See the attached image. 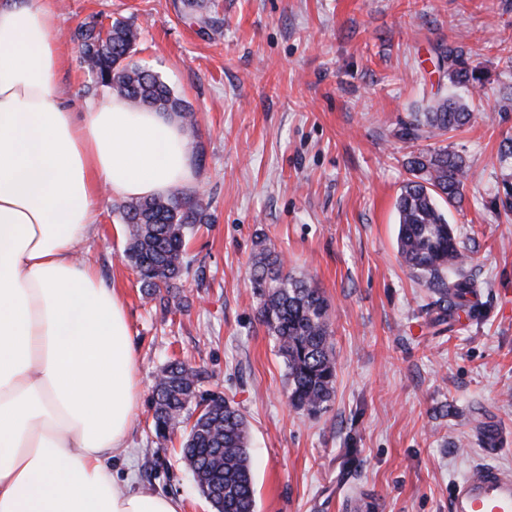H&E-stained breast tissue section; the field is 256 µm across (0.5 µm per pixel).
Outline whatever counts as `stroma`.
Here are the masks:
<instances>
[{
    "label": "stroma",
    "instance_id": "obj_1",
    "mask_svg": "<svg viewBox=\"0 0 512 512\" xmlns=\"http://www.w3.org/2000/svg\"><path fill=\"white\" fill-rule=\"evenodd\" d=\"M49 0L67 63L57 88L94 99L73 35L90 16L141 30L132 60L195 114V190L211 224L189 240L181 310L156 313L125 258L119 198L104 194L80 258L124 298L141 398L128 453L112 463L137 486L214 512L180 455L184 431L157 446L150 395L161 368L191 360L201 387L234 400L250 425L256 512H448L454 484L484 458L478 435L503 438L512 469V0ZM219 21L211 30L208 19ZM458 47L476 93L451 84ZM468 101L471 123L417 140L401 132L434 95ZM445 146L467 179L448 211L474 260V317L434 324V299L397 254L395 202L411 153ZM329 305L335 394L310 417L288 401L287 371L257 317L249 272L258 238Z\"/></svg>",
    "mask_w": 512,
    "mask_h": 512
}]
</instances>
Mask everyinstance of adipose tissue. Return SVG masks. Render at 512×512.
<instances>
[{
    "label": "adipose tissue",
    "mask_w": 512,
    "mask_h": 512,
    "mask_svg": "<svg viewBox=\"0 0 512 512\" xmlns=\"http://www.w3.org/2000/svg\"><path fill=\"white\" fill-rule=\"evenodd\" d=\"M57 18L0 0V512H184L112 472L140 399L121 293L75 249L102 189L136 199L192 185L184 126L103 95L56 91Z\"/></svg>",
    "instance_id": "1"
}]
</instances>
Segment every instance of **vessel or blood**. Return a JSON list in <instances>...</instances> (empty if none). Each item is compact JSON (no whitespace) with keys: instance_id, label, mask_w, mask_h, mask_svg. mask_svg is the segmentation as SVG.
<instances>
[{"instance_id":"obj_1","label":"vessel or blood","mask_w":512,"mask_h":512,"mask_svg":"<svg viewBox=\"0 0 512 512\" xmlns=\"http://www.w3.org/2000/svg\"><path fill=\"white\" fill-rule=\"evenodd\" d=\"M449 512H512V470L487 461L457 482Z\"/></svg>"}]
</instances>
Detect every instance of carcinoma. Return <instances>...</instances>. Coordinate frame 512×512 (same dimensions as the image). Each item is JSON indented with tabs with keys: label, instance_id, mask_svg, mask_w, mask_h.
<instances>
[{
	"label": "carcinoma",
	"instance_id": "obj_1",
	"mask_svg": "<svg viewBox=\"0 0 512 512\" xmlns=\"http://www.w3.org/2000/svg\"><path fill=\"white\" fill-rule=\"evenodd\" d=\"M141 32L134 23L95 19L79 32V60L96 90L106 89L134 108H149L195 124L194 112L150 69L133 63ZM460 50L447 52L448 79L475 81ZM469 105L435 97L402 129L406 139L444 135L469 123ZM410 174L396 200L397 252L411 273L436 296L434 304L471 317L478 285L460 272L470 259L448 222L445 207L458 203L467 175L464 159L446 147L410 156ZM203 195L176 191L164 197L131 199L119 207L129 230L125 258L136 271L143 296L158 303L162 315L182 305L186 239L194 227L211 223ZM250 287L258 318L274 337L288 376L291 405L309 415L327 409L335 392L336 352L329 306L320 288L288 271L274 244L260 238L252 257ZM200 372L190 363L170 362L151 395L158 444L175 426L189 425L181 454L198 479L202 495L216 512H255L249 423L225 395L200 390Z\"/></svg>",
	"mask_w": 512,
	"mask_h": 512
}]
</instances>
